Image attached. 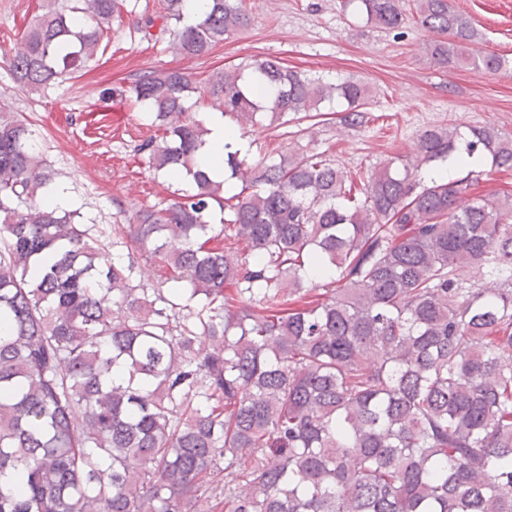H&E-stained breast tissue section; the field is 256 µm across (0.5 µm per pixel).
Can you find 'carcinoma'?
Wrapping results in <instances>:
<instances>
[{
	"instance_id": "obj_1",
	"label": "carcinoma",
	"mask_w": 512,
	"mask_h": 512,
	"mask_svg": "<svg viewBox=\"0 0 512 512\" xmlns=\"http://www.w3.org/2000/svg\"><path fill=\"white\" fill-rule=\"evenodd\" d=\"M124 2L44 0L13 81L80 72ZM411 2L360 0L378 28L429 32L440 66L512 72L471 48L478 30L449 0ZM184 19V0H161L138 24L161 21L199 58L249 23L242 0ZM115 93L151 105L162 136L135 152L192 191L132 211L110 244L46 205L53 170L0 105V474H24L0 512H512V200L471 193L480 170L426 177L452 156L512 169V135L425 129L414 163L360 187L323 152L227 143L215 182L195 163L208 130L191 99L240 127L339 103L358 127L368 86L265 58L203 81L156 69ZM156 259L149 286L137 276Z\"/></svg>"
}]
</instances>
